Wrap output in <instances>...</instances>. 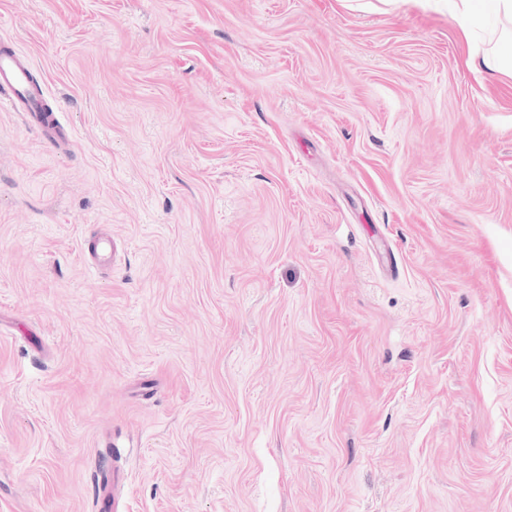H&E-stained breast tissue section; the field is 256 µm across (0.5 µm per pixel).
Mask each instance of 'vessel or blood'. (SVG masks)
Listing matches in <instances>:
<instances>
[{"label":"vessel or blood","mask_w":512,"mask_h":512,"mask_svg":"<svg viewBox=\"0 0 512 512\" xmlns=\"http://www.w3.org/2000/svg\"><path fill=\"white\" fill-rule=\"evenodd\" d=\"M47 94V87L33 81L29 67L10 47L0 48V95L9 108L25 113L32 127L43 133L56 126L54 114L43 110Z\"/></svg>","instance_id":"obj_1"}]
</instances>
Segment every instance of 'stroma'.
Instances as JSON below:
<instances>
[{"label":"stroma","mask_w":512,"mask_h":512,"mask_svg":"<svg viewBox=\"0 0 512 512\" xmlns=\"http://www.w3.org/2000/svg\"><path fill=\"white\" fill-rule=\"evenodd\" d=\"M0 512H512V75L451 0H0ZM112 239L103 266L86 240ZM48 93L45 85L32 80L29 67L9 46L0 47V95L5 96L10 109L24 112L32 127L42 133L56 128L54 114L43 110Z\"/></svg>","instance_id":"35a3bbf8"}]
</instances>
